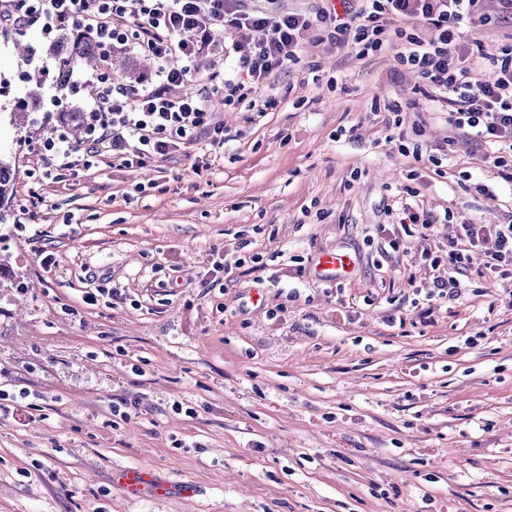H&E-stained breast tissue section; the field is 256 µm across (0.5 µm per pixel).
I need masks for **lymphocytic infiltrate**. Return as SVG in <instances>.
<instances>
[{"label":"lymphocytic infiltrate","instance_id":"1","mask_svg":"<svg viewBox=\"0 0 512 512\" xmlns=\"http://www.w3.org/2000/svg\"><path fill=\"white\" fill-rule=\"evenodd\" d=\"M353 1L358 7L346 16L333 8L313 16L289 12L271 25L260 11L243 9L241 0H0L1 28L18 33L39 25L48 32L68 24L104 54L119 48L147 54L155 63L149 85L140 89L115 86L111 67L95 73L96 100L57 116L42 142L44 178L62 182L103 164L145 168L204 136L223 145L224 127L214 120L210 94L189 84L190 65L197 56L215 52V29L255 27L263 29V38L233 44L232 51L251 79L248 109L256 116L276 108V99L263 89L299 63L305 44L328 40L359 58L389 51L398 65L419 75L429 101L447 112L452 130L489 147L493 167L512 184V44L489 54L460 29L463 20L484 19L490 7L500 18L512 19V0H340ZM417 23L434 27L436 37L409 33ZM478 58L488 59L494 78L475 86L468 77ZM72 122L82 129L76 144L67 133ZM475 249L489 268L512 279V224H463L445 255H435L430 244L421 246L431 265L444 262L453 272L437 281L438 298L455 293V274Z\"/></svg>","mask_w":512,"mask_h":512}]
</instances>
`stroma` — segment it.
<instances>
[{
	"label": "stroma",
	"instance_id": "stroma-1",
	"mask_svg": "<svg viewBox=\"0 0 512 512\" xmlns=\"http://www.w3.org/2000/svg\"><path fill=\"white\" fill-rule=\"evenodd\" d=\"M28 41L22 57L0 40V153L20 164L0 391L30 393L0 416V512H512V281L475 253L456 296L424 300L448 267L415 236L393 251L386 213L416 190L444 250L457 225L512 222V184L463 134L408 179L400 145L449 133L414 72L325 41L272 80L276 110L217 108L216 153L54 183L44 109L10 123L25 76L45 70L63 112L93 96L56 91L51 36ZM326 252L348 253L350 276L320 281ZM123 469L153 482L128 492Z\"/></svg>",
	"mask_w": 512,
	"mask_h": 512
}]
</instances>
